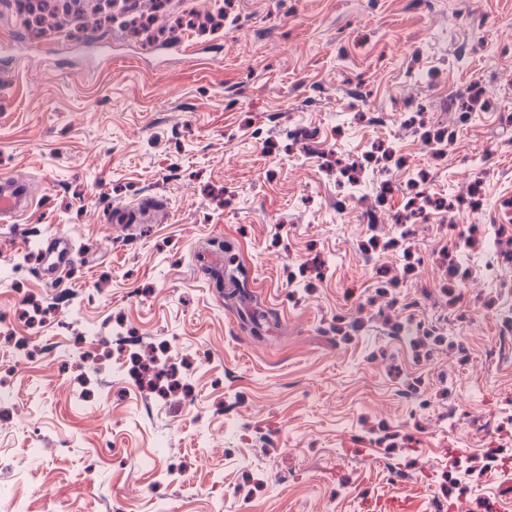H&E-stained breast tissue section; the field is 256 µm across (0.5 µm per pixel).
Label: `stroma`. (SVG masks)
I'll list each match as a JSON object with an SVG mask.
<instances>
[{
  "label": "stroma",
  "instance_id": "35a3bbf8",
  "mask_svg": "<svg viewBox=\"0 0 512 512\" xmlns=\"http://www.w3.org/2000/svg\"><path fill=\"white\" fill-rule=\"evenodd\" d=\"M0 0L10 512L512 498V0ZM469 49L465 67L460 50ZM448 134L447 150L432 136ZM445 209L409 219L413 184ZM121 207L158 210L114 224ZM71 238L62 284L31 243ZM176 387L138 388L116 334ZM33 204L26 184L16 177H1L0 180V218H13L22 214Z\"/></svg>",
  "mask_w": 512,
  "mask_h": 512
}]
</instances>
